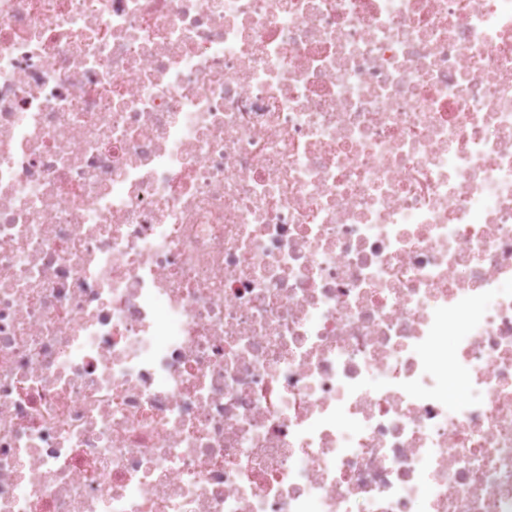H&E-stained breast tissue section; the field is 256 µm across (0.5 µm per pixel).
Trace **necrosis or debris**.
I'll list each match as a JSON object with an SVG mask.
<instances>
[{
	"instance_id": "obj_1",
	"label": "necrosis or debris",
	"mask_w": 512,
	"mask_h": 512,
	"mask_svg": "<svg viewBox=\"0 0 512 512\" xmlns=\"http://www.w3.org/2000/svg\"><path fill=\"white\" fill-rule=\"evenodd\" d=\"M0 512H512V0H0Z\"/></svg>"
}]
</instances>
